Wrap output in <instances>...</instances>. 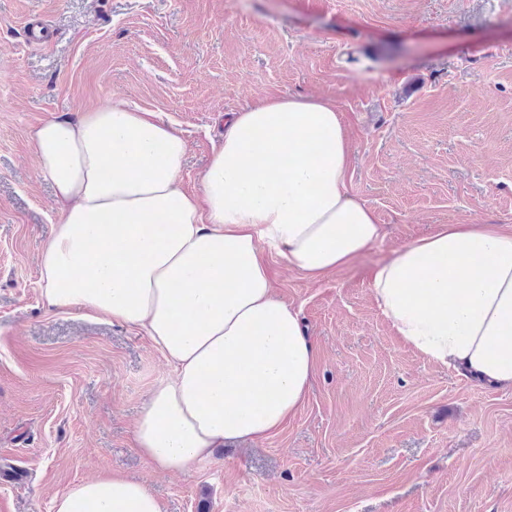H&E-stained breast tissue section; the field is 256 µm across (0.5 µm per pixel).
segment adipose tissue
Returning <instances> with one entry per match:
<instances>
[{
    "mask_svg": "<svg viewBox=\"0 0 512 512\" xmlns=\"http://www.w3.org/2000/svg\"><path fill=\"white\" fill-rule=\"evenodd\" d=\"M32 140L60 215L42 255L45 302L144 329L170 368L135 422V450L186 474L224 444L279 432L307 398L316 349L267 256L316 281L385 236L349 189L335 105L284 96L233 113L197 194L179 182L185 140L121 98L45 121ZM370 293L423 359L512 391V230L439 225L395 248ZM52 512L163 509L111 474L55 495Z\"/></svg>",
    "mask_w": 512,
    "mask_h": 512,
    "instance_id": "obj_1",
    "label": "adipose tissue"
}]
</instances>
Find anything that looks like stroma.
I'll return each instance as SVG.
<instances>
[{
	"mask_svg": "<svg viewBox=\"0 0 512 512\" xmlns=\"http://www.w3.org/2000/svg\"><path fill=\"white\" fill-rule=\"evenodd\" d=\"M288 95L335 104L350 190L386 235L317 282L270 257L317 350L305 404L270 438L157 471L132 432L169 374L159 352L42 299L60 215L32 132L123 98L185 139L194 194L227 115ZM441 224L512 228V0H0V512H51L112 473L163 512H512V393L424 360L370 295V270Z\"/></svg>",
	"mask_w": 512,
	"mask_h": 512,
	"instance_id": "1",
	"label": "stroma"
}]
</instances>
